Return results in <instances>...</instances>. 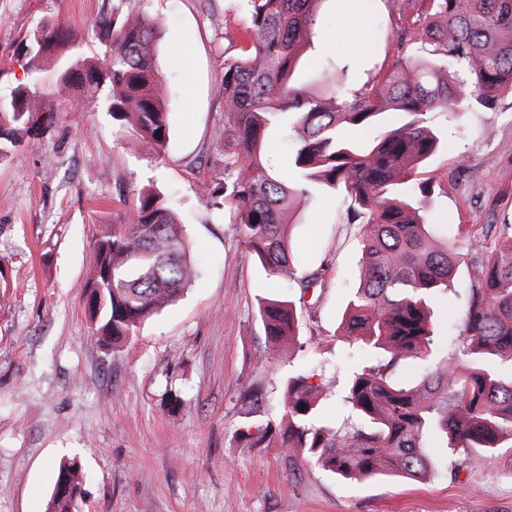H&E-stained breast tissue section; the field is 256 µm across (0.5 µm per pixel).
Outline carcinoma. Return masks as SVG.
<instances>
[{"label": "carcinoma", "mask_w": 512, "mask_h": 512, "mask_svg": "<svg viewBox=\"0 0 512 512\" xmlns=\"http://www.w3.org/2000/svg\"><path fill=\"white\" fill-rule=\"evenodd\" d=\"M240 53L224 58L219 91L224 127L222 172L204 183L207 207L229 212L238 236L266 275L291 287L311 288L317 276L296 277L289 230L292 217L318 195L347 200L346 221L360 225L359 285L351 293L336 341L379 351L353 372L343 396L342 420L329 419L321 386L293 376L285 386L287 413L280 445L324 471L361 479L384 472L422 476L434 468L432 447L489 464L512 459V374L491 358L512 362V225L495 237L492 227H466L487 243L469 254L471 288L458 313L460 357H434L431 306L448 292L458 249L435 241L427 209L438 192L435 177L414 178L439 150L428 114L459 105L495 109L512 92V0H407L416 15L396 34L402 51L387 71L358 88L320 77L300 86L295 74L311 45L323 0H248ZM111 49L102 60L60 64L73 31L42 21L22 47L30 81L57 67V102L78 110L70 89L88 97L106 91L113 119L130 129L128 148L150 139L163 158L170 137L169 110L161 94L158 35L140 17L96 22ZM28 84L0 100V154L38 130L39 108ZM288 120L292 149L282 174L266 161L267 131ZM365 129L364 142L348 136ZM183 225L165 194L138 193L133 218L114 224L94 244L95 270L88 309L98 339L116 344L175 301L196 278ZM259 316L272 340L297 334L289 294L263 298ZM429 363L401 381L408 359ZM80 487L78 464L61 462L47 512H72L69 491Z\"/></svg>", "instance_id": "carcinoma-1"}]
</instances>
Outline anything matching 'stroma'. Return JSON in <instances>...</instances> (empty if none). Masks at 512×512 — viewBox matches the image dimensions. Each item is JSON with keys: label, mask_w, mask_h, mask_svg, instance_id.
Here are the masks:
<instances>
[{"label": "stroma", "mask_w": 512, "mask_h": 512, "mask_svg": "<svg viewBox=\"0 0 512 512\" xmlns=\"http://www.w3.org/2000/svg\"><path fill=\"white\" fill-rule=\"evenodd\" d=\"M405 0H322L305 73L348 60L356 87L395 59ZM143 14L160 30L158 64L170 104L164 157L150 143L126 147L127 129L105 96L57 111L56 71L39 82L37 135L0 156V512H46L60 460L82 466L75 512H512V466H487L431 449L432 473L350 480L254 447L247 427L279 428L289 376L318 374L335 416L349 375L371 359L336 345V328L359 278L360 228L340 221L341 201L318 198L290 230L298 277L317 275L300 297L299 329L271 343L258 301L278 289L223 210L201 186L220 170L224 125L218 92L225 57L237 54L246 0H0V99L27 82L21 47L44 18L84 39L68 62L101 57L92 26L102 16ZM444 143L428 165L447 181L429 209L437 236L459 244L462 224H512V94L495 110L438 112ZM167 194L186 228L198 276L175 303L114 350L93 336L85 306L93 245L126 223L140 189ZM471 274L434 306L436 347L458 355L455 311ZM248 386L263 401L247 411ZM175 392L179 407L165 402Z\"/></svg>", "instance_id": "35a3bbf8"}]
</instances>
